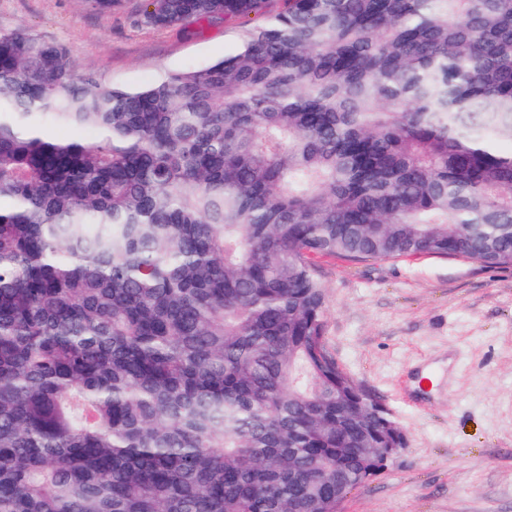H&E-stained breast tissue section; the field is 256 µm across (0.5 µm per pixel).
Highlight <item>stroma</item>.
<instances>
[{
	"mask_svg": "<svg viewBox=\"0 0 512 512\" xmlns=\"http://www.w3.org/2000/svg\"><path fill=\"white\" fill-rule=\"evenodd\" d=\"M146 0H0V32L65 46L78 74L128 88L240 49L239 24L151 29ZM327 347L407 446L338 512H512V269L454 257L318 262Z\"/></svg>",
	"mask_w": 512,
	"mask_h": 512,
	"instance_id": "stroma-1",
	"label": "stroma"
}]
</instances>
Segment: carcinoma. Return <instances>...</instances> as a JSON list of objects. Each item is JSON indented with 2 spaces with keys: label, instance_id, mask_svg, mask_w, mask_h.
Instances as JSON below:
<instances>
[{
  "label": "carcinoma",
  "instance_id": "carcinoma-1",
  "mask_svg": "<svg viewBox=\"0 0 512 512\" xmlns=\"http://www.w3.org/2000/svg\"><path fill=\"white\" fill-rule=\"evenodd\" d=\"M266 2L138 89L0 33V512H336L406 438L312 258L512 267V0Z\"/></svg>",
  "mask_w": 512,
  "mask_h": 512
}]
</instances>
